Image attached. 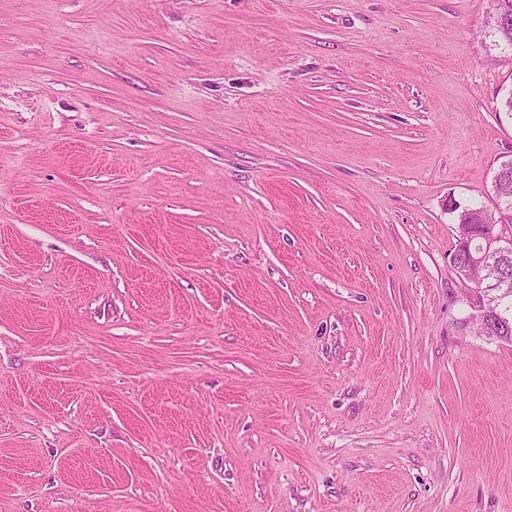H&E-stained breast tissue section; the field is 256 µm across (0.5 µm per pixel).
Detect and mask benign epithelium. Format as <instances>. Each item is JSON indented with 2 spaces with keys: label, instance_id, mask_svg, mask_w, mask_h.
I'll return each mask as SVG.
<instances>
[{
  "label": "benign epithelium",
  "instance_id": "benign-epithelium-1",
  "mask_svg": "<svg viewBox=\"0 0 512 512\" xmlns=\"http://www.w3.org/2000/svg\"><path fill=\"white\" fill-rule=\"evenodd\" d=\"M454 210L458 211L457 248L452 263L462 280L474 284L476 271L489 269L494 259L512 253V239L503 237L498 230L499 225L512 223V209L498 204L489 212L462 209L458 205ZM472 292L475 323L487 333L509 327L512 323V305L508 302L512 295L511 282L493 277L485 283V288L475 287Z\"/></svg>",
  "mask_w": 512,
  "mask_h": 512
}]
</instances>
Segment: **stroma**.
I'll list each match as a JSON object with an SVG mask.
<instances>
[{
	"mask_svg": "<svg viewBox=\"0 0 512 512\" xmlns=\"http://www.w3.org/2000/svg\"><path fill=\"white\" fill-rule=\"evenodd\" d=\"M487 0H0V512H512ZM500 203L494 206V210L483 212L464 207L458 213L455 224L458 244L452 256V263L463 281L468 280L475 285V288H472L473 294L469 296L477 312L472 315V319L485 330V334L491 333L494 329L508 328L512 317L511 302L509 304L507 300L511 296L512 254L493 268L489 276L495 277L488 280L483 289L479 288L478 282L474 279L477 270L490 269L495 258L507 257L512 253V239H506L498 230L499 224L512 223V211L509 206L502 207ZM488 214L492 215L493 222L488 218ZM474 240L478 241L477 246H473ZM499 275L510 278L511 282L501 278L497 283L501 294L491 310V298L487 297L486 288L494 285L497 282L496 276Z\"/></svg>",
	"mask_w": 512,
	"mask_h": 512,
	"instance_id": "stroma-1",
	"label": "stroma"
}]
</instances>
